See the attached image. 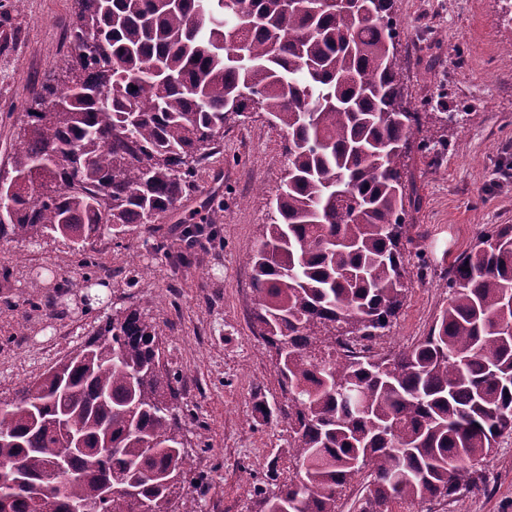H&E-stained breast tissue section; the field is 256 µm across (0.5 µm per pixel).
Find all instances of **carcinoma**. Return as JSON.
I'll list each match as a JSON object with an SVG mask.
<instances>
[{
    "label": "carcinoma",
    "mask_w": 512,
    "mask_h": 512,
    "mask_svg": "<svg viewBox=\"0 0 512 512\" xmlns=\"http://www.w3.org/2000/svg\"><path fill=\"white\" fill-rule=\"evenodd\" d=\"M70 33L76 55L46 76L0 175V241L61 240L86 289L104 284L85 246L105 230L140 227L148 242L168 216L193 246L215 228L211 200L184 202L250 93L288 136L248 264L295 462L285 477L268 466L258 512H338L360 480L358 512L486 489L512 430V225L448 267V306L416 345L350 348L386 336L408 280L428 274L403 240L418 202L405 158L429 116L404 100L393 0H77ZM436 120L444 147L466 124ZM176 383L154 323L112 308L73 356L0 401V512H144L179 494L192 458Z\"/></svg>",
    "instance_id": "obj_1"
}]
</instances>
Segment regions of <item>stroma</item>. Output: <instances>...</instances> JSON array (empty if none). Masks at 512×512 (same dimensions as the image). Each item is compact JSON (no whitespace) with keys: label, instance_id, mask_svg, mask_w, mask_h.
<instances>
[{"label":"stroma","instance_id":"obj_1","mask_svg":"<svg viewBox=\"0 0 512 512\" xmlns=\"http://www.w3.org/2000/svg\"><path fill=\"white\" fill-rule=\"evenodd\" d=\"M74 0H21L0 6V34H14L0 52V166L12 149L15 124L45 73L73 51L68 20ZM512 0H394L411 106L468 115L460 138L440 157L412 150L419 204L411 215L412 262L427 261L426 279H411L401 313L380 343L399 351L425 336L448 303L443 276L478 235L512 225V28L504 15ZM286 133L259 117L229 123L222 152L199 171L195 196L219 193L224 204L218 236L190 262L173 267L139 230L99 252L109 276L89 312L74 299L83 270L60 241L0 243V399L76 351L98 318L134 304L155 321L160 359L178 375L187 448L193 472L171 512H255L254 483L245 469L265 473L270 462L289 464L288 426L264 408L283 397L254 321L246 258L261 240L267 214L283 182ZM46 263L54 282L24 285L16 255ZM67 285L65 336L54 333L47 301ZM488 488L454 501H434L431 512H512V432L499 438L487 465Z\"/></svg>","mask_w":512,"mask_h":512}]
</instances>
